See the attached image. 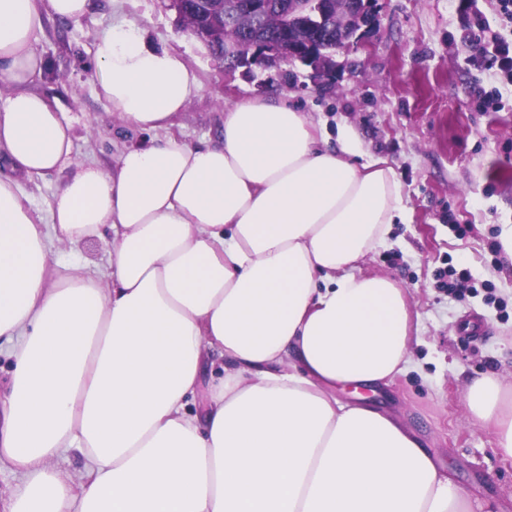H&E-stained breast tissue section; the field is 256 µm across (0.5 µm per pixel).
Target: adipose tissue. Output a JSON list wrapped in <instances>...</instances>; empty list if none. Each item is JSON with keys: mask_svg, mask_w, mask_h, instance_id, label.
<instances>
[{"mask_svg": "<svg viewBox=\"0 0 512 512\" xmlns=\"http://www.w3.org/2000/svg\"><path fill=\"white\" fill-rule=\"evenodd\" d=\"M92 0H0V512H472L422 437L336 396L414 370L420 317L365 257L404 218L387 159L321 147L308 113L273 99L226 106L216 140L175 118L201 91L178 51L113 26L93 47L96 92L150 134L114 168L73 157L74 126L33 91L46 20ZM71 177L35 210L21 179ZM104 241L105 267L51 260ZM483 376L469 417L512 457V402ZM77 451L75 484L53 460Z\"/></svg>", "mask_w": 512, "mask_h": 512, "instance_id": "1", "label": "adipose tissue"}]
</instances>
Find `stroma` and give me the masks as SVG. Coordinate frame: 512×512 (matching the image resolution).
Segmentation results:
<instances>
[{
  "instance_id": "35a3bbf8",
  "label": "stroma",
  "mask_w": 512,
  "mask_h": 512,
  "mask_svg": "<svg viewBox=\"0 0 512 512\" xmlns=\"http://www.w3.org/2000/svg\"><path fill=\"white\" fill-rule=\"evenodd\" d=\"M95 3L81 22L47 21L38 39L39 89L73 118L78 160L109 165L149 139L105 112L91 71L94 41L132 24L148 45L180 51L200 78L174 121L186 142L213 138L225 105L261 97L309 112L328 138L346 128L363 158L390 161L409 219L392 225L363 270L405 288L420 316L419 368L366 399L420 433L471 502L512 512V458L465 406L472 378L512 385V261L499 239L512 225V80L473 42L480 19L512 41L498 0H376V27L336 53L329 75L288 63L263 84L215 59L169 0Z\"/></svg>"
}]
</instances>
